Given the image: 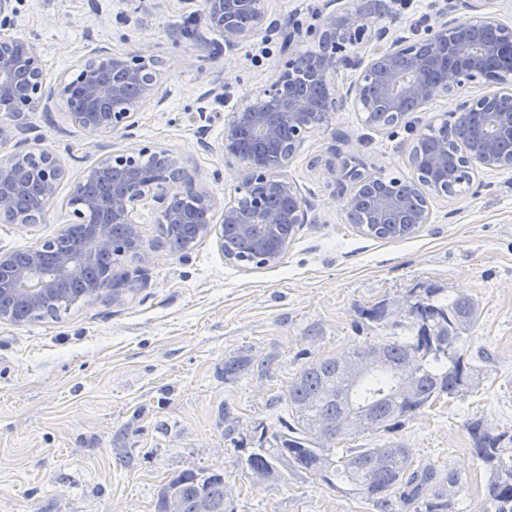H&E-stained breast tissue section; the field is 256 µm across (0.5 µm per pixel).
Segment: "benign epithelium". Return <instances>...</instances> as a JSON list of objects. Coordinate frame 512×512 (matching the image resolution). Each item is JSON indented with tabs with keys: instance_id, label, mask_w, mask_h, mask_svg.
I'll list each match as a JSON object with an SVG mask.
<instances>
[{
	"instance_id": "benign-epithelium-1",
	"label": "benign epithelium",
	"mask_w": 512,
	"mask_h": 512,
	"mask_svg": "<svg viewBox=\"0 0 512 512\" xmlns=\"http://www.w3.org/2000/svg\"><path fill=\"white\" fill-rule=\"evenodd\" d=\"M470 11L464 19L451 16L457 6H445L434 17L410 23L412 35H389L372 30L364 0H329L316 23L296 22L284 35L285 60L258 93L224 117V156L247 165L244 182H260L264 190L248 200L251 219L244 223L235 202L217 197L197 169L166 147L131 144L114 151L91 167L74 185L68 207L70 219L61 231L82 228L85 247L77 252L61 249L58 239L37 244L22 256L0 254V299L13 304L0 308V321H13L22 309L44 315L51 300L73 288L89 297L104 292L116 299L140 288L139 276H125L106 285L88 276L119 248L112 225H127V240L139 236L138 205L151 204L163 224H189L185 202L206 212L212 223L195 225L194 239L216 235L224 246V227L274 240L283 224H310V206L284 170L308 139L329 123L335 112L351 103L383 128L395 126L413 112H422L438 98L451 100L448 125L481 114L482 133L448 144L430 159V184H425L417 153L408 157L412 176L399 181L400 195L376 190L379 176L360 167L341 166V181L350 183L345 198L347 215L359 202L360 188L372 190L367 208L374 224H429L431 199L460 195L434 190L459 161L467 188L476 184L480 168L511 169L512 145L503 148L501 137L512 140V23H504L472 0H461ZM210 30L234 50L265 28V0H205ZM312 42L318 50L307 55L296 49ZM364 49L355 54L347 46ZM352 71L356 77L345 93L337 91L338 76ZM164 71L143 49L116 55L98 48L77 64V74L46 83L38 46L27 38L0 34V142L14 137L30 112L65 104L72 121L87 136L118 134L132 137L143 104L163 102ZM20 151L0 158V221H12L30 187L38 193L29 223L44 219L56 204L65 167L52 149L36 140L18 143ZM158 160L146 170L145 157Z\"/></svg>"
}]
</instances>
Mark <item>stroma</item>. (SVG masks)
Returning <instances> with one entry per match:
<instances>
[{"mask_svg": "<svg viewBox=\"0 0 512 512\" xmlns=\"http://www.w3.org/2000/svg\"><path fill=\"white\" fill-rule=\"evenodd\" d=\"M325 3L268 0L272 30L232 52L206 30L204 0H13L0 32L38 43L50 82L98 47H150L166 63L167 97L140 112L136 142L188 157L214 194L230 199L244 166L217 150L224 115L266 84L289 21L310 23ZM189 26L204 42L183 37ZM448 108L437 101L394 132L366 125L353 105L336 112L286 170L312 221L278 264L237 266L212 237L184 253L152 246L159 213L145 206L139 231L148 246L121 264L144 269L137 294H104L27 324L0 321V512H154L170 477L200 469L223 472L236 512H370L310 473L253 481L239 459L287 418L284 394L306 363L408 335L409 323L374 328L360 312L421 288L463 291L477 303L460 349L482 353L480 385L355 443L399 440L415 463L461 471L462 512H482L489 470L472 454L467 425L479 419L512 434V169L480 171L476 192L434 198L430 223L381 241L348 223L325 167L332 144L337 161L356 158L366 174L406 175L416 134L447 119ZM23 136L44 139L68 175L45 222H0L5 253L56 238L74 185L124 145L117 136L88 144L61 103L29 113ZM237 356L248 369L225 378V361Z\"/></svg>", "mask_w": 512, "mask_h": 512, "instance_id": "35a3bbf8", "label": "stroma"}]
</instances>
